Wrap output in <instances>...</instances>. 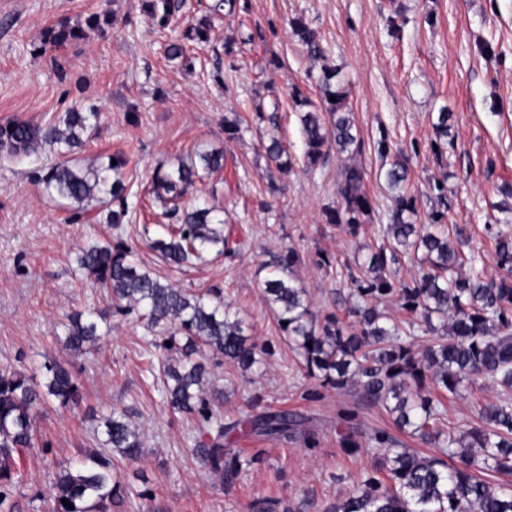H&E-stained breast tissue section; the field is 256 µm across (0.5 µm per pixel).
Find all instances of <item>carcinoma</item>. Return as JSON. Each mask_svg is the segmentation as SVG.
Here are the masks:
<instances>
[{
	"label": "carcinoma",
	"mask_w": 512,
	"mask_h": 512,
	"mask_svg": "<svg viewBox=\"0 0 512 512\" xmlns=\"http://www.w3.org/2000/svg\"><path fill=\"white\" fill-rule=\"evenodd\" d=\"M145 8L160 20H169L180 9L179 0H146ZM100 23V15L86 25L62 23L50 30L48 40L61 44L84 37V27ZM290 27L315 60L325 58L316 36L299 18ZM320 104L295 92L292 95L304 147L306 165L313 169L325 156L327 144L338 153H357L358 137L347 91L338 80V70L325 65L318 78ZM335 101H330V97ZM95 112L70 109L48 123L36 126L14 119L0 125V152L11 158L39 157L48 152L56 158L43 176L46 188L76 205L79 211L119 202L108 211L107 223L119 225L128 215L124 169L128 159L114 154L107 160L84 165L76 157L83 135L92 128ZM269 160L280 171L292 160L279 139L263 144ZM198 161L181 160L169 171L155 175L149 194L160 202H178L195 184L224 169V152L203 150ZM406 164L398 159L385 173L391 194L388 223L383 236L389 248L368 256L369 276L353 280L352 324L336 315L319 318L310 308L307 291L293 278L297 253L288 249L262 282V292L281 333L288 337L306 373L324 387L342 391L357 387L363 400L380 404L395 415L399 428L425 443L435 444L437 455H421L412 448H394L390 436L376 431L374 447L385 451L383 461L360 477L355 492L328 505L325 512H512V484H494L490 478L512 475V400L505 396L479 409L481 424L460 433L443 431L438 425L442 397L460 395L462 382L482 388L491 383L512 391V235L495 236L499 272L488 277L479 267L481 254L464 255L451 247L444 213L436 211L431 223L417 226L415 199L405 187ZM341 205L326 208V223L349 235L358 234L373 200L364 188V172L345 166L337 185ZM169 215L177 223L164 233L149 237L148 247L173 268L215 252L224 253V220L206 202L174 207ZM401 248L422 251L428 266L409 282L391 277L389 268ZM86 280L102 288L115 311L136 313L164 335L150 345L166 352L150 364L151 376H160L163 402L175 414L198 416L208 441L193 449L200 464L226 480L256 462L241 452L224 447L236 433L259 434L271 439L288 436L300 425L288 411L246 415L224 423L214 414L205 386L211 375L206 356L222 358L245 373L263 362L265 347L243 334L241 321L231 318L220 291L207 289L188 293L163 283L142 267L132 246L120 240L95 241L83 247L76 258ZM469 271L462 272L463 267ZM391 299L420 323L402 327L386 322L377 302ZM106 314L96 310L74 314L65 328V344L77 356L93 355L104 332L99 322ZM443 323L438 329L434 321ZM433 336L423 346L416 344L414 328ZM171 346H166V342ZM312 346H307V343ZM44 383L30 380L19 371L0 372V512H14L13 488L24 481L22 452L36 444L34 411L52 402L73 408L81 399L77 375L62 364L45 366ZM127 409H112L103 419L101 445L118 453L128 463L140 459L143 440ZM456 458L457 465L447 459ZM126 495L121 473L104 454L93 452L55 474L49 497V512H112ZM67 500L72 507L63 505Z\"/></svg>",
	"instance_id": "carcinoma-1"
}]
</instances>
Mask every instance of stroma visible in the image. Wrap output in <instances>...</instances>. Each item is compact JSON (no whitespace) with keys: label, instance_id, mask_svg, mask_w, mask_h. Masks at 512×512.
<instances>
[{"label":"stroma","instance_id":"1","mask_svg":"<svg viewBox=\"0 0 512 512\" xmlns=\"http://www.w3.org/2000/svg\"><path fill=\"white\" fill-rule=\"evenodd\" d=\"M215 0H183L160 25L142 0H0V124H34L70 108L97 113L80 158L128 156L129 221L115 227L102 213H81L46 190L40 163L0 157V370L43 379L55 360L81 383L73 408L48 406L36 418L39 445L22 456L28 480L14 491L19 512H47L57 472L100 450L99 422L112 409H128L144 438L134 464L120 463L127 496L114 512H324L348 497L360 474L379 461L366 449L346 456L342 434L367 441L374 430L398 447L419 444L380 406L360 401L309 377L262 295L268 266L286 249L298 254L296 281L317 315L351 322V276L384 243L392 159L376 142L388 133L403 152L407 188L417 223L444 210L448 238L462 252L480 248L486 271L496 274L494 237L512 234V212L502 210V184L512 183V0H237L213 12ZM106 12L99 28L80 40L46 41L48 29L81 23ZM300 18L326 51L312 60L291 31ZM206 23L208 40L187 42L192 65L168 59L169 42ZM336 66L363 142L356 154L329 152L307 169L292 108V93L318 101L323 64ZM222 82H215V75ZM448 110V143L433 150V124ZM238 119L240 137H224L225 119ZM281 140L295 161L290 171H269L263 144ZM220 149L224 169L198 183L224 219L233 255L209 254L182 269L162 263L142 239V227L162 211L145 192L156 172ZM365 171L374 210L357 236L326 223L323 209L339 202L345 165ZM447 208H440L437 181ZM136 246L141 263L190 293L220 289L244 333L267 347L262 364L242 373L213 366L208 395L225 418L268 410L296 413L300 427L288 437H239L235 450L258 461L224 481L202 467L193 448L198 419L172 413L159 381L146 371L152 338L135 314L109 312L111 330L94 356L65 346L68 315L106 310L101 290L86 281L75 258L92 241ZM329 266H320V258ZM499 388L486 386L443 401V426L460 430L478 418Z\"/></svg>","mask_w":512,"mask_h":512}]
</instances>
